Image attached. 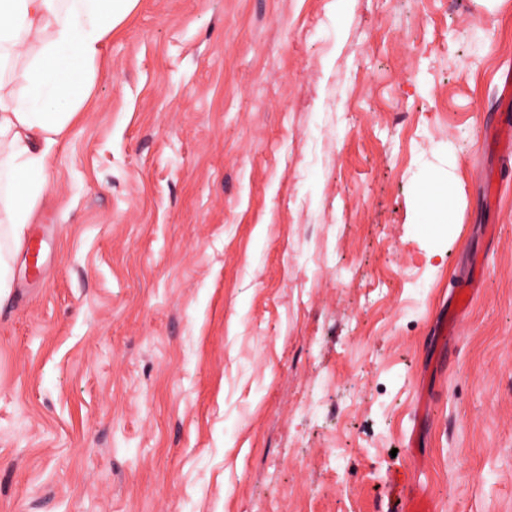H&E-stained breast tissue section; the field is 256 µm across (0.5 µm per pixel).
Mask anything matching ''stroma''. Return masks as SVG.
Listing matches in <instances>:
<instances>
[{
  "label": "stroma",
  "instance_id": "obj_1",
  "mask_svg": "<svg viewBox=\"0 0 512 512\" xmlns=\"http://www.w3.org/2000/svg\"><path fill=\"white\" fill-rule=\"evenodd\" d=\"M510 77L512 0H137L11 249L0 512H512Z\"/></svg>",
  "mask_w": 512,
  "mask_h": 512
}]
</instances>
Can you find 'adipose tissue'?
Listing matches in <instances>:
<instances>
[{"mask_svg": "<svg viewBox=\"0 0 512 512\" xmlns=\"http://www.w3.org/2000/svg\"><path fill=\"white\" fill-rule=\"evenodd\" d=\"M137 0H0V240L20 242L55 144L82 112Z\"/></svg>", "mask_w": 512, "mask_h": 512, "instance_id": "obj_1", "label": "adipose tissue"}]
</instances>
